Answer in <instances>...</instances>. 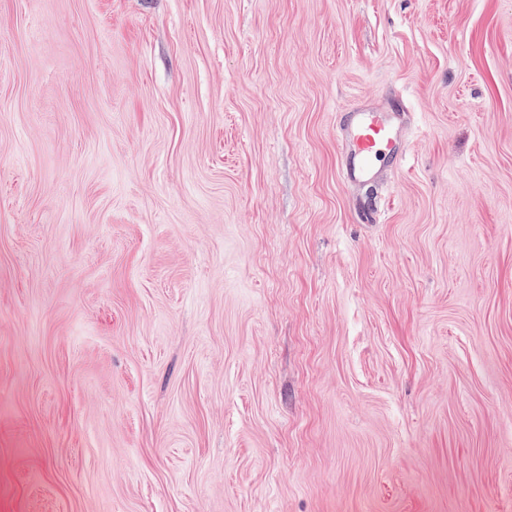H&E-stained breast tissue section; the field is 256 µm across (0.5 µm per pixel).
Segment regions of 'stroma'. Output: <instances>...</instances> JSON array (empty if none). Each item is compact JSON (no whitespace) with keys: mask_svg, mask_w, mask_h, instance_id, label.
I'll return each mask as SVG.
<instances>
[{"mask_svg":"<svg viewBox=\"0 0 512 512\" xmlns=\"http://www.w3.org/2000/svg\"><path fill=\"white\" fill-rule=\"evenodd\" d=\"M0 512H512V0H0ZM338 143L344 159L343 176L357 184L377 178L378 162L384 151L397 144L400 159L405 154V137L401 127H395L392 118L380 111L356 112L349 125H339Z\"/></svg>","mask_w":512,"mask_h":512,"instance_id":"stroma-1","label":"stroma"}]
</instances>
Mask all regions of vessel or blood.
<instances>
[{"label":"vessel or blood","mask_w":512,"mask_h":512,"mask_svg":"<svg viewBox=\"0 0 512 512\" xmlns=\"http://www.w3.org/2000/svg\"><path fill=\"white\" fill-rule=\"evenodd\" d=\"M338 143L344 159L343 176L356 184L379 174L377 165L384 151L393 145H404L401 128L380 111L356 113L350 124L340 125Z\"/></svg>","instance_id":"obj_1"}]
</instances>
